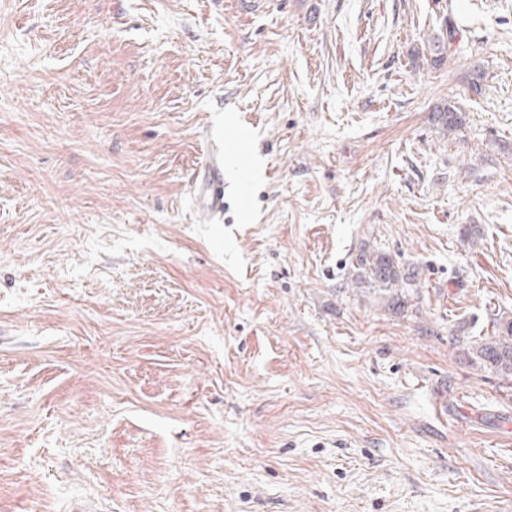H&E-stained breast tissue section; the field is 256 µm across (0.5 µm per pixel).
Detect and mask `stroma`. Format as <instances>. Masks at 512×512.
I'll return each mask as SVG.
<instances>
[{
    "mask_svg": "<svg viewBox=\"0 0 512 512\" xmlns=\"http://www.w3.org/2000/svg\"><path fill=\"white\" fill-rule=\"evenodd\" d=\"M503 317L512 0H0V512L512 503ZM198 207L206 213L224 211V156L212 148L194 178ZM359 266L354 281L357 287H365L381 295V302L388 305L403 302L406 293L404 289L411 285L410 279L414 276L403 273L400 265L393 256L382 249L371 253L363 252L358 258ZM474 341L473 354L484 368L504 378L512 377V320L497 319L493 336Z\"/></svg>",
    "mask_w": 512,
    "mask_h": 512,
    "instance_id": "obj_1",
    "label": "stroma"
}]
</instances>
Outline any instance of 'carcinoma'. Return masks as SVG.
I'll use <instances>...</instances> for the list:
<instances>
[{
	"mask_svg": "<svg viewBox=\"0 0 512 512\" xmlns=\"http://www.w3.org/2000/svg\"><path fill=\"white\" fill-rule=\"evenodd\" d=\"M460 37V31L451 29L446 37H437L432 44L434 61L447 58L448 48ZM438 122L446 130L454 132L462 127L461 109L452 103L444 105L437 113ZM359 266L355 284L381 295V301L395 305L403 302L404 289L410 284L412 276L403 273L393 256L382 249L363 252L358 258ZM475 358L480 364L493 370L500 376L512 377V320H503L494 324V334L481 337L472 346Z\"/></svg>",
	"mask_w": 512,
	"mask_h": 512,
	"instance_id": "obj_1",
	"label": "carcinoma"
}]
</instances>
